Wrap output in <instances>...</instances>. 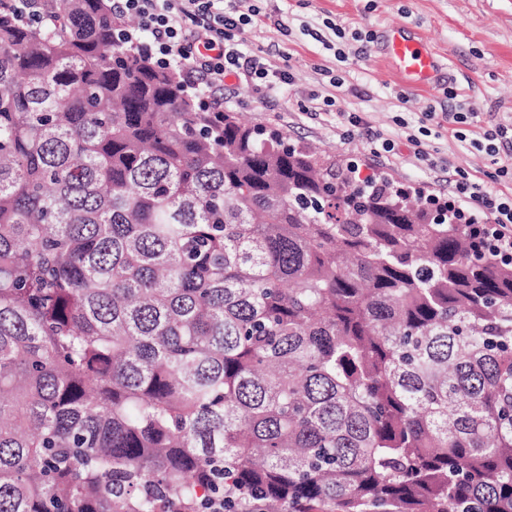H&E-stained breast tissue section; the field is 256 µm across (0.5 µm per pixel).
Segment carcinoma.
<instances>
[{"instance_id": "1", "label": "carcinoma", "mask_w": 512, "mask_h": 512, "mask_svg": "<svg viewBox=\"0 0 512 512\" xmlns=\"http://www.w3.org/2000/svg\"><path fill=\"white\" fill-rule=\"evenodd\" d=\"M0 15V512H512V265L210 112L110 0Z\"/></svg>"}]
</instances>
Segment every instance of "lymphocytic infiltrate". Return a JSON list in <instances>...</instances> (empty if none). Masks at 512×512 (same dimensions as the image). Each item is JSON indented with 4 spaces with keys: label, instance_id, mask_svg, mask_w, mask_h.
Masks as SVG:
<instances>
[{
    "label": "lymphocytic infiltrate",
    "instance_id": "1",
    "mask_svg": "<svg viewBox=\"0 0 512 512\" xmlns=\"http://www.w3.org/2000/svg\"><path fill=\"white\" fill-rule=\"evenodd\" d=\"M242 0H112V12L120 19H135V28L116 27V40L133 42L158 65L176 66L184 87L211 90L224 86L226 78L255 91L290 83L287 57L271 61L269 54L250 48L238 34L252 24L258 8L242 10ZM347 136L366 137L377 155L399 154L408 146L416 160L428 154L418 140L405 143L373 130L361 116L346 117ZM448 203L455 217L480 237L492 256L512 261V194L493 192L467 173L453 171Z\"/></svg>",
    "mask_w": 512,
    "mask_h": 512
}]
</instances>
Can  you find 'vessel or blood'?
Masks as SVG:
<instances>
[{"instance_id":"1","label":"vessel or blood","mask_w":512,"mask_h":512,"mask_svg":"<svg viewBox=\"0 0 512 512\" xmlns=\"http://www.w3.org/2000/svg\"><path fill=\"white\" fill-rule=\"evenodd\" d=\"M386 55L406 85L427 87L432 84L437 70L432 49L423 41L407 36L402 26L391 28Z\"/></svg>"}]
</instances>
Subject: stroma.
I'll return each mask as SVG.
<instances>
[{
  "label": "stroma",
  "mask_w": 512,
  "mask_h": 512,
  "mask_svg": "<svg viewBox=\"0 0 512 512\" xmlns=\"http://www.w3.org/2000/svg\"><path fill=\"white\" fill-rule=\"evenodd\" d=\"M264 20L241 32L252 48L290 57L293 80L261 95L235 91L225 111L274 128L299 145H314L354 161L361 173L381 171L427 194L447 195L429 163L451 162L488 189L512 193L485 150V131L512 124V0H257ZM281 26H274V19ZM403 24L435 52L439 76L427 88L406 86L383 51L387 27ZM346 87L334 88V77ZM333 95L342 111L367 119L392 138L425 129L428 163L377 157L365 138L340 137L336 114L319 112L315 99ZM470 113L467 142L454 138L443 115Z\"/></svg>",
  "instance_id": "stroma-1"
}]
</instances>
